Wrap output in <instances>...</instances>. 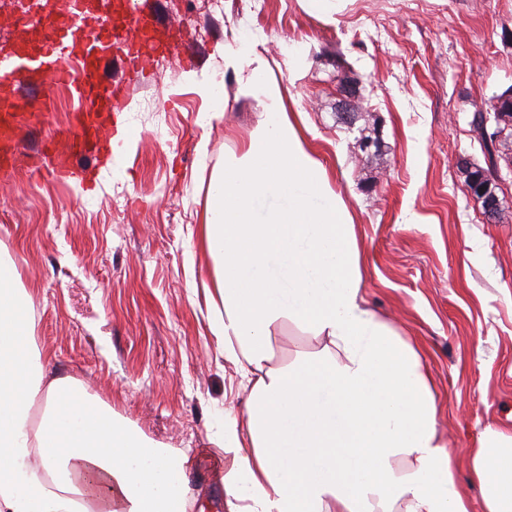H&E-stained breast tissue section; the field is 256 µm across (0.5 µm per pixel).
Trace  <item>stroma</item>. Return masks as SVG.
<instances>
[{"label":"stroma","mask_w":512,"mask_h":512,"mask_svg":"<svg viewBox=\"0 0 512 512\" xmlns=\"http://www.w3.org/2000/svg\"><path fill=\"white\" fill-rule=\"evenodd\" d=\"M178 53L149 56L131 84L107 155H81L77 176L15 170L0 186V248L33 303L25 314L45 368L79 380L147 437L185 452L206 512H225L211 442L248 396L202 304L199 248L207 189L225 154L247 142L264 108L240 93L224 50L256 49L288 83L291 108L353 206L371 307L417 343L438 392V433L454 451L472 507L469 460L484 426L512 427V211L487 221L467 187L484 165L476 110L512 89V0H137ZM212 76L218 99L189 72ZM369 109L346 125L341 83ZM20 148L55 157L56 128L75 126L74 87L25 81ZM370 141L361 149L360 140Z\"/></svg>","instance_id":"stroma-1"}]
</instances>
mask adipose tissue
I'll return each instance as SVG.
<instances>
[{"mask_svg":"<svg viewBox=\"0 0 512 512\" xmlns=\"http://www.w3.org/2000/svg\"><path fill=\"white\" fill-rule=\"evenodd\" d=\"M224 66L266 108L212 173L201 236L209 326L248 391L214 439L226 512H471L429 372L366 303L354 217L287 111V87L258 51L226 52ZM268 195L288 203L255 221ZM30 302L0 259V512H188V455L47 372L22 319ZM291 329L312 347L279 359ZM469 465L480 512H512V433L488 429Z\"/></svg>","mask_w":512,"mask_h":512,"instance_id":"adipose-tissue-1","label":"adipose tissue"}]
</instances>
